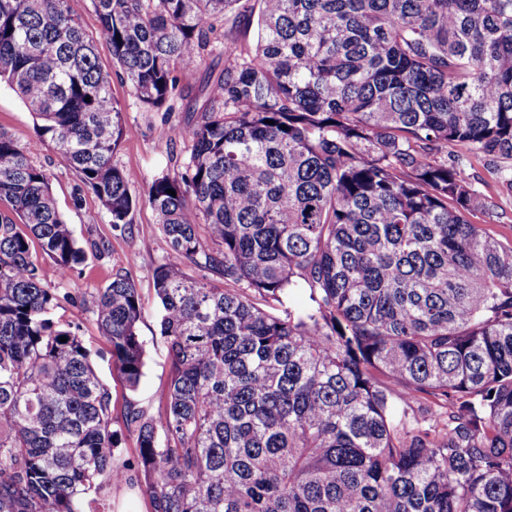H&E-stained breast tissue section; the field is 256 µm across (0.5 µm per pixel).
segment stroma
<instances>
[{"label": "stroma", "mask_w": 512, "mask_h": 512, "mask_svg": "<svg viewBox=\"0 0 512 512\" xmlns=\"http://www.w3.org/2000/svg\"><path fill=\"white\" fill-rule=\"evenodd\" d=\"M224 67V39L216 37L202 63L180 72L183 97L171 113L146 112L136 103L128 84L113 79L111 95L124 108L125 136L114 156L115 164L137 172L138 179L130 186L131 195L143 194L157 175L173 169L179 156L185 155L186 142H171L163 134L170 125H185L192 121L194 108L201 105L200 89L208 77L217 75ZM0 129L26 143L34 139V119L21 98L6 84L0 83ZM467 173L475 178L476 187L492 196L495 203L492 215L479 214L473 221L494 238L512 241V194L499 193L483 161L462 152ZM36 165L48 175L52 193L59 210L71 225L78 242L88 247V259L75 288L94 294L104 288L116 275L130 274L141 295L144 314L138 332L146 350L144 375L137 390L131 391L112 368L110 347L101 336L96 319L90 310L69 306L63 311L65 320L80 324L82 336L93 349L92 364L98 377L112 389V411L121 415L126 401L156 410L158 397L167 381L169 363L167 348L160 335L159 304L155 297L153 270L167 251V243L158 229L156 216L150 207L137 208L131 224L114 229L97 198L80 192L78 173L53 149L43 147L34 156ZM105 241L104 252L90 250L93 241Z\"/></svg>", "instance_id": "obj_1"}]
</instances>
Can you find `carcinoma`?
Here are the masks:
<instances>
[{
	"label": "carcinoma",
	"mask_w": 512,
	"mask_h": 512,
	"mask_svg": "<svg viewBox=\"0 0 512 512\" xmlns=\"http://www.w3.org/2000/svg\"><path fill=\"white\" fill-rule=\"evenodd\" d=\"M256 2L92 0L110 73L68 0H0V82L36 120L0 131V512H109L123 482L151 512H512V245L469 220L493 202L454 151L512 193V0ZM218 14L255 47L224 46L195 122L163 130L186 157L137 199L112 76L173 111ZM42 146L114 228L145 204L168 244V381L156 411L126 402L131 460L58 312L91 309L133 391L141 296L69 287L87 252ZM295 288L306 307L268 311Z\"/></svg>",
	"instance_id": "obj_1"
}]
</instances>
